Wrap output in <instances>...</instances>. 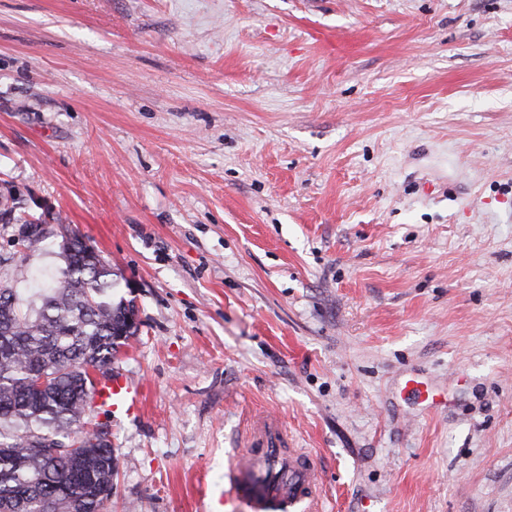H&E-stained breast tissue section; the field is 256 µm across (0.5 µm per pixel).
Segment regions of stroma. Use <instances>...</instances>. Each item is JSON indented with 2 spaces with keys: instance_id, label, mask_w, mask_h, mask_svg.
<instances>
[{
  "instance_id": "obj_1",
  "label": "stroma",
  "mask_w": 512,
  "mask_h": 512,
  "mask_svg": "<svg viewBox=\"0 0 512 512\" xmlns=\"http://www.w3.org/2000/svg\"><path fill=\"white\" fill-rule=\"evenodd\" d=\"M1 183L0 280L137 310L108 512H227L257 412L333 512H512V0H0ZM1 200H3L6 204L11 200L12 201V210L9 214V223L12 224H22L23 226H35V224H41L37 228H29L26 229L27 233L37 230L39 233L47 229L46 224H42L39 218L37 220L27 219L26 211L24 210V202L20 197H17L11 189H7L6 193L0 192V206Z\"/></svg>"
}]
</instances>
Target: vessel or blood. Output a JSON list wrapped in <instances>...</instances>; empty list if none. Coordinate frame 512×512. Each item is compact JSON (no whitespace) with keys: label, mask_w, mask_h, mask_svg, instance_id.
<instances>
[{"label":"vessel or blood","mask_w":512,"mask_h":512,"mask_svg":"<svg viewBox=\"0 0 512 512\" xmlns=\"http://www.w3.org/2000/svg\"><path fill=\"white\" fill-rule=\"evenodd\" d=\"M93 396L128 415L142 410L141 388L116 374L97 380ZM224 480L238 512H330L313 455L295 447L282 421L270 414L253 416Z\"/></svg>","instance_id":"b4317fda"}]
</instances>
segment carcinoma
I'll use <instances>...</instances> for the list:
<instances>
[{"label":"carcinoma","instance_id":"carcinoma-1","mask_svg":"<svg viewBox=\"0 0 512 512\" xmlns=\"http://www.w3.org/2000/svg\"><path fill=\"white\" fill-rule=\"evenodd\" d=\"M9 222L33 226L12 190ZM63 266L39 307L0 287V512H106L119 470L92 429L94 382L138 327L133 303L112 301L108 263L77 234L59 245Z\"/></svg>","mask_w":512,"mask_h":512}]
</instances>
